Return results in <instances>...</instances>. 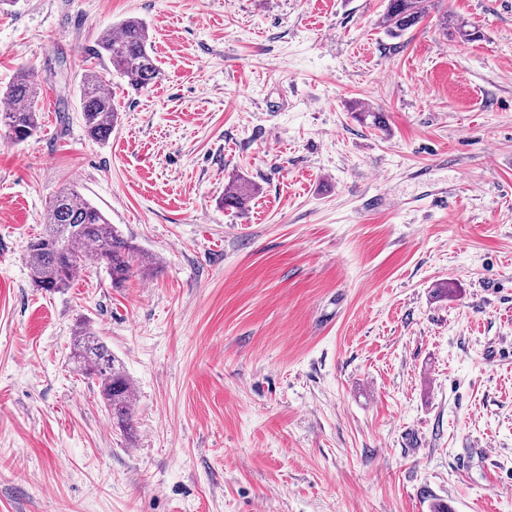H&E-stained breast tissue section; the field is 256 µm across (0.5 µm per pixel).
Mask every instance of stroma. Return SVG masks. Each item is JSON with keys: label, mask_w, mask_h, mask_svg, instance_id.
<instances>
[{"label": "stroma", "mask_w": 512, "mask_h": 512, "mask_svg": "<svg viewBox=\"0 0 512 512\" xmlns=\"http://www.w3.org/2000/svg\"><path fill=\"white\" fill-rule=\"evenodd\" d=\"M386 5H0V87L34 70L41 123L0 130V512H512V0H430L399 39ZM129 17L162 78L111 76L95 141L80 85ZM240 179L248 207L222 206ZM68 185L158 271L35 288ZM81 321L130 431L69 361Z\"/></svg>", "instance_id": "stroma-1"}]
</instances>
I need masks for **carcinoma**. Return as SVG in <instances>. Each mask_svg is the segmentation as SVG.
Segmentation results:
<instances>
[{"mask_svg": "<svg viewBox=\"0 0 512 512\" xmlns=\"http://www.w3.org/2000/svg\"><path fill=\"white\" fill-rule=\"evenodd\" d=\"M427 0H388L384 29L392 38L401 37L418 25L426 14ZM96 57L127 79L137 89L154 84L161 75L152 55L149 28L131 17L116 30L103 31L97 40ZM37 83L34 71H21L6 89L4 97L12 107L0 112V127L16 144L36 135L40 129L36 109ZM81 111L90 136L104 141L112 134L119 111L103 75L88 71L80 90ZM252 198V188L242 182L232 185L222 204L243 209ZM105 266L112 285L118 287L135 275L147 276L160 260L133 244L117 225L77 190L64 187L49 204L48 220L40 236L28 245L27 268L31 283L49 292L68 288L75 276L93 267ZM76 371L94 384L108 415L129 430L132 414L130 381L122 364L107 345L83 324L71 336V356Z\"/></svg>", "mask_w": 512, "mask_h": 512, "instance_id": "cac0c4a2", "label": "carcinoma"}]
</instances>
